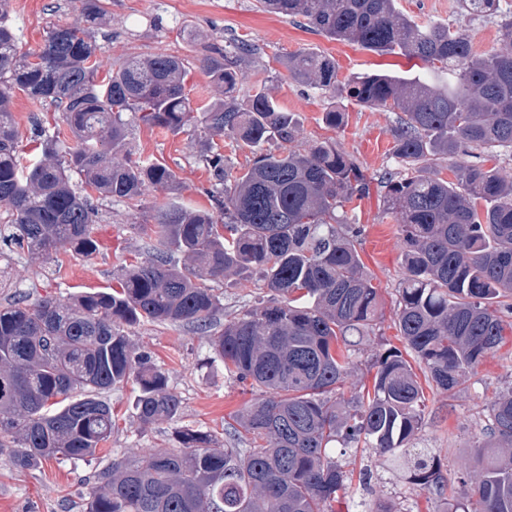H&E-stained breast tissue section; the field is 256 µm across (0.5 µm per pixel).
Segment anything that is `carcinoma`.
<instances>
[{
    "instance_id": "cac0c4a2",
    "label": "carcinoma",
    "mask_w": 512,
    "mask_h": 512,
    "mask_svg": "<svg viewBox=\"0 0 512 512\" xmlns=\"http://www.w3.org/2000/svg\"><path fill=\"white\" fill-rule=\"evenodd\" d=\"M0 0V245L47 261L61 246L89 258L98 209L89 191L135 203L146 186L170 189L176 175L149 159H116L130 133L126 114L174 135L200 127L210 168L212 208L169 203L150 225L144 260L118 274L119 288L69 298L0 305V452L32 469L52 459H84L112 435L103 393L136 382L137 419L177 418L181 401L168 376L136 352L126 328L141 322L192 326L210 334L224 375L261 390L237 417L239 433L262 442L249 453L208 432L175 431L179 448H156L98 473L86 512H334L348 477L333 442H364L407 466L410 480L442 495L448 477L436 456L413 447L424 391L414 371L451 392L477 373L512 330V177L497 157L512 155V5L461 0L470 18L497 21L499 47L473 50L463 25L417 22L398 0H257L265 12L379 54H397L425 72L365 73L338 79L336 60L299 51L282 64L296 82L327 98L324 119L343 126V100L402 112L395 152L409 175L387 181V210L399 221L403 277L396 326L405 350L375 355L373 392L338 395L354 368L351 336L374 330L379 289L363 270L362 228L337 215L369 181L357 163L322 141L275 153L299 133L294 113L269 90L238 86L246 40L223 61H201L224 98L194 108L184 61L153 54L112 65L99 79L101 51L88 30L57 25L40 50L24 54ZM55 105L73 143L40 128V150H19L12 95ZM250 150L236 175L214 138ZM454 164L455 180L434 166ZM89 191L78 192L73 175ZM262 283L272 298L213 331L221 309L212 283L229 275ZM483 474L444 512H512V389L489 406L473 444Z\"/></svg>"
}]
</instances>
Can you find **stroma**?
<instances>
[{
	"label": "stroma",
	"mask_w": 512,
	"mask_h": 512,
	"mask_svg": "<svg viewBox=\"0 0 512 512\" xmlns=\"http://www.w3.org/2000/svg\"><path fill=\"white\" fill-rule=\"evenodd\" d=\"M106 15L102 23L87 25L81 0H9L7 18L17 30L21 51L37 49L49 29L57 24L88 27L101 47L102 67L113 62L168 54L180 57L188 68L187 88L194 105L202 106L219 97L201 68L207 56H217L225 45L245 39L255 53L239 61L237 73L242 86L265 83L280 103L293 112L300 132L294 149L334 140L367 175L370 192L346 205L349 223L363 226L358 248L365 272L378 288L383 308L379 339L363 341L355 354L356 368L343 391L351 396L371 385L368 363L380 342L401 346L395 325L396 290L403 277L402 240L396 218L386 211V190L381 182L385 172L401 171L394 154L392 131L398 112L385 108L348 106L346 123L334 130L323 122L325 98L317 90L289 78L282 61L307 49L332 56L339 80L376 71L403 73L414 63L399 55H379L360 46L327 38L308 26L259 10L256 0H103ZM12 112L18 127L23 153L36 145V125L60 123L61 114L52 106L32 101L15 92ZM132 152L156 160L177 176L174 192L154 188L138 207L114 200L98 201L99 215L94 226L97 252L88 258L68 249L57 251L46 263L28 262L26 254L7 252L10 287L0 290V304L15 293L29 300L41 296L102 290L115 286L116 276L135 258L147 252L146 224L152 223L157 207L174 196L191 206L207 207L210 174L195 135H174L136 121L130 136ZM216 291L224 306L217 320L225 322L257 305L265 289L240 284L228 277L217 282ZM133 346L146 353L152 364L168 375L170 389L182 401L177 420H160L140 425L136 416L138 387L127 383L112 389L107 398L112 405L115 426L112 436L99 452L87 459H61L30 470L16 469L7 454H0V512H85L88 488L100 469L112 461H132L154 448L174 447L176 427L202 429L214 434L225 447L248 448L250 438L233 437L228 424L246 405L260 397V390L224 374L205 333L188 326L143 322L128 330ZM512 387V335L503 346L489 354L476 375L469 377L462 391L425 387L426 409L414 442L415 447L436 452L450 477L446 494L455 496L458 471L478 473L479 457L471 441L487 423L488 406L494 397ZM330 454L351 478L349 494L338 503L339 512H376L385 506L396 512H443L445 504L413 485L406 469L394 466L388 456L370 448L341 450Z\"/></svg>",
	"instance_id": "1"
}]
</instances>
